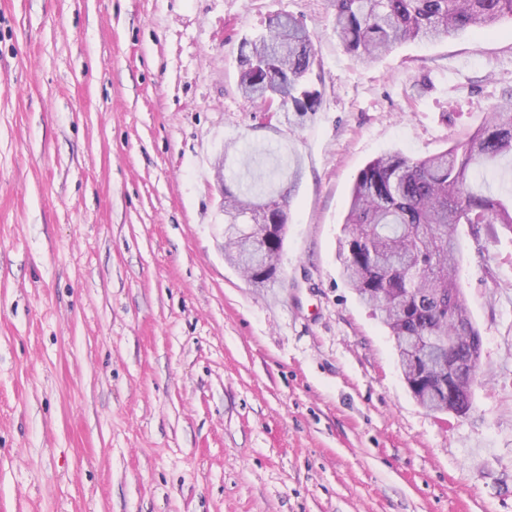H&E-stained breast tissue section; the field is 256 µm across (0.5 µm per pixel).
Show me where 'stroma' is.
I'll return each instance as SVG.
<instances>
[{"label": "stroma", "mask_w": 512, "mask_h": 512, "mask_svg": "<svg viewBox=\"0 0 512 512\" xmlns=\"http://www.w3.org/2000/svg\"><path fill=\"white\" fill-rule=\"evenodd\" d=\"M287 14L304 122L239 89ZM512 96V21L363 61L329 0H0V512H512V232L458 227L472 408L411 395L344 282L351 187ZM288 193L278 281L224 260L221 176Z\"/></svg>", "instance_id": "1"}]
</instances>
